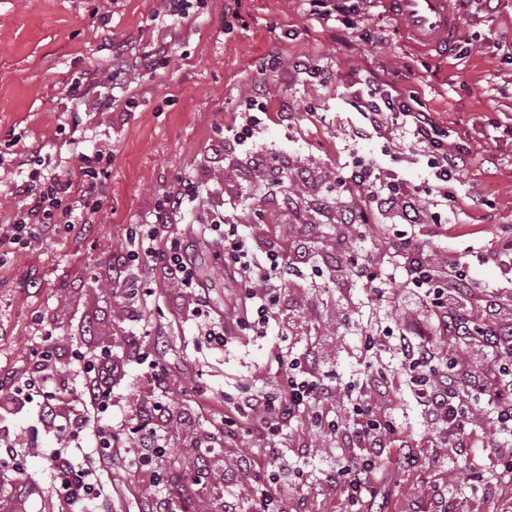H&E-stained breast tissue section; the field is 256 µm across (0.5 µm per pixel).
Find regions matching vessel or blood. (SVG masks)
Wrapping results in <instances>:
<instances>
[{
	"label": "vessel or blood",
	"instance_id": "1",
	"mask_svg": "<svg viewBox=\"0 0 512 512\" xmlns=\"http://www.w3.org/2000/svg\"><path fill=\"white\" fill-rule=\"evenodd\" d=\"M385 12L400 17L405 41L419 52H448L457 37L460 15L455 0H377Z\"/></svg>",
	"mask_w": 512,
	"mask_h": 512
}]
</instances>
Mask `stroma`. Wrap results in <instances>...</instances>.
<instances>
[{
	"instance_id": "stroma-1",
	"label": "stroma",
	"mask_w": 512,
	"mask_h": 512,
	"mask_svg": "<svg viewBox=\"0 0 512 512\" xmlns=\"http://www.w3.org/2000/svg\"><path fill=\"white\" fill-rule=\"evenodd\" d=\"M368 17L363 28L344 31L310 15L305 0H241L235 18L225 17L224 0H197L175 21L164 18L161 0H0V223L23 205L14 193L17 182L35 173L76 178L82 156L111 157L98 188V210L87 223L0 265V389L24 380L47 322L63 356L111 348L114 427L134 426L139 407L166 405L162 434L170 456L180 460L179 476L194 472L196 439L222 420L231 402L281 386L276 358L284 351L308 356L312 371L327 374L333 391L321 407L329 416L345 418L370 366L387 375L380 404L407 419L414 437L437 436V426L414 404L399 341L390 330L404 324L432 340L442 356L456 345L425 321L418 293L405 286L386 255L376 260L392 288L379 300L345 272L313 275L323 255L337 250L331 226L339 208L324 206L318 190L351 150L366 154L376 148L375 142L356 146L350 139L351 74L375 75L417 96L452 130L454 141L471 150L460 196L478 192L486 200L478 209L462 205L456 223L434 238L430 257L447 267L448 279H455L458 266L467 273L473 290L461 296V304H479L484 290L495 287L496 317L512 321V293L504 289L512 268L498 256L501 244L512 240V96L501 93L512 87V0L462 15L457 43L468 49L462 56L417 54L400 38L401 21L381 15L376 6ZM161 42L167 60L135 72L129 87L113 91L106 75L120 52L133 47L144 53ZM307 59L329 70L332 81L303 82L294 65ZM75 84L93 88L101 109L77 105L69 93ZM254 88L268 104L257 144L291 157L294 193L269 194L243 178L248 148L228 151L220 142ZM320 112L329 113L330 124L318 122ZM181 178L206 185L210 205L233 206L236 221L248 225L259 247L307 241L310 254L299 274L286 277L287 303L265 332L250 330L222 346L211 342L199 319L185 311L191 294L156 269L139 271L143 291L135 301L107 288L111 257L126 249L131 225L151 220L158 198ZM186 232L196 241L192 259L207 289L206 305L229 318L243 314L238 285L224 273L223 252L198 242L197 227ZM145 325L153 330L150 340L129 345L132 333ZM369 336L376 340L370 351L364 348ZM159 359L169 371L162 387L149 368ZM0 424L29 445L28 490L18 495L0 482V512H62L44 465L45 453L59 446L56 435L44 431L28 409ZM473 429L476 447L452 450L451 467L427 460L404 470L395 462V448L386 449L376 480L385 512H413L415 500L432 485L463 488L496 446L487 409L475 416ZM267 444L262 434L248 446L221 434L214 442L221 453L210 462L206 482L187 488L192 506L220 512L225 496L241 493L267 467L260 452ZM279 446L288 453L305 450L295 464L307 471L308 482L291 491V508L345 512L341 492L319 482L340 454L334 438L299 419L286 424ZM99 478L106 485L135 486L134 495L99 500L100 512H147L151 472L131 479L116 467Z\"/></svg>"
}]
</instances>
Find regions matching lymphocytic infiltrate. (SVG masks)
<instances>
[{
	"mask_svg": "<svg viewBox=\"0 0 512 512\" xmlns=\"http://www.w3.org/2000/svg\"><path fill=\"white\" fill-rule=\"evenodd\" d=\"M360 2L307 0V5L309 13L325 23L354 30L363 12ZM347 94L356 111L354 142L376 140L386 147L395 138H402L425 170L423 181L415 183L403 175L396 155L387 159L357 155L342 164L339 180L356 198L355 207L349 212L351 224L360 229L385 218L401 225L398 240L389 243L388 248L400 264L406 286L422 290L425 308L439 333L473 341L491 351L499 348L498 323L479 312L449 316L448 291L427 255V240L415 234L417 227L447 223L459 210L457 186L470 163L469 150L451 142L450 130L414 97L403 95L388 84L355 78L349 82ZM242 107L241 120L229 129L226 139L238 146H252L266 102L256 90L245 97ZM80 174L82 187L78 190L71 180L58 177L18 185L17 191L27 204L13 223L0 225L1 255L59 235L62 225L81 223L96 210L97 172L87 165L81 167ZM186 216L202 224L211 240L222 247L225 272L245 292L244 315L211 322L208 337L221 345L239 331L268 327L280 313L277 302L283 290L281 277L290 267L287 253L255 247L224 210L206 207L202 186L192 180H182L175 191L162 196L153 220L136 227L126 251L115 257V266H157L166 279L196 290L189 247L175 229ZM398 336L402 363L416 374L414 400L441 429L438 445L408 449L402 460L404 467H415L420 459L432 457L435 447L466 445L472 434L471 419L461 410L459 395L468 389L484 397L491 407L497 435L502 442L512 444V384L502 382L503 364L496 362L472 374H453L441 365L431 344L410 338L404 328L399 329ZM32 357L29 377L0 395V418L22 411L31 396H38L37 417L61 445L60 451L48 459L47 468L54 476L56 496L71 506L72 512H83L88 503L100 498L98 468L119 465L135 473L140 464L162 459L166 442L150 423L136 427L129 438L104 422L103 417L112 406L108 378L112 359L108 353L75 352L77 370L88 377L79 395L74 394L68 379L60 373L48 348L34 349ZM284 378L285 388L278 401L259 392L245 396L225 415V427L244 432L257 425L275 436L286 422L316 412L325 392L324 384L296 360L287 363ZM322 425L333 428L339 447L348 451L340 467L327 475L328 485L340 488L350 512H373L376 488L371 476L382 462L384 449L401 438L397 418L359 398L351 405L349 424L336 427L326 419ZM86 434L92 435L98 449L97 463L72 464L61 451Z\"/></svg>",
	"mask_w": 512,
	"mask_h": 512,
	"instance_id": "obj_1",
	"label": "lymphocytic infiltrate"
}]
</instances>
